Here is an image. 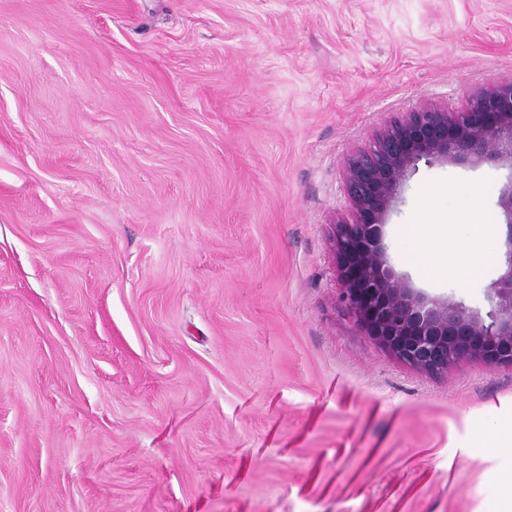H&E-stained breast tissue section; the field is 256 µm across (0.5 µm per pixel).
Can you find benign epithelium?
Wrapping results in <instances>:
<instances>
[{
    "mask_svg": "<svg viewBox=\"0 0 512 512\" xmlns=\"http://www.w3.org/2000/svg\"><path fill=\"white\" fill-rule=\"evenodd\" d=\"M437 161L512 169V77L490 92L466 94L458 111L423 101L351 148L342 170L349 213L329 222L337 307L364 336L423 372L471 361L512 366V180L498 192L506 268L491 285L495 301L486 316L413 288L387 258L384 227L405 182L419 163Z\"/></svg>",
    "mask_w": 512,
    "mask_h": 512,
    "instance_id": "benign-epithelium-1",
    "label": "benign epithelium"
}]
</instances>
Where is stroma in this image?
<instances>
[{"instance_id":"stroma-1","label":"stroma","mask_w":512,"mask_h":512,"mask_svg":"<svg viewBox=\"0 0 512 512\" xmlns=\"http://www.w3.org/2000/svg\"><path fill=\"white\" fill-rule=\"evenodd\" d=\"M510 77L512 0H0V512H504L512 366L362 336L328 222L386 117ZM511 177L420 166L390 264L487 313ZM465 230L468 237V249L463 256L456 260L455 267L459 270L465 267L468 272H475L478 275L484 265L491 261V255L485 249V241L493 234L495 224L477 221L465 225Z\"/></svg>"}]
</instances>
